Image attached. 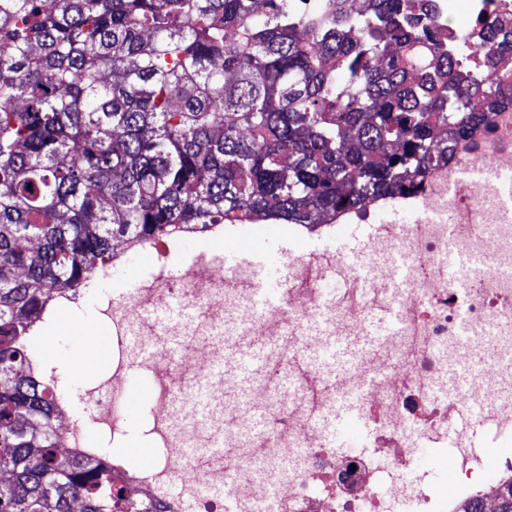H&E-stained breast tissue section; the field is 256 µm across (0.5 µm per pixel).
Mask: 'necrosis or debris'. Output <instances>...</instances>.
<instances>
[{
	"mask_svg": "<svg viewBox=\"0 0 512 512\" xmlns=\"http://www.w3.org/2000/svg\"><path fill=\"white\" fill-rule=\"evenodd\" d=\"M462 1L471 20L510 23L512 0H436L449 47L470 60L477 30L453 22ZM403 201L412 222L382 225L358 266L337 252L288 255L282 305L254 310L244 266H188L100 303L112 370L87 398L103 430L122 433L126 381L140 367L126 337L138 334L157 349L148 368L153 457L143 466L112 457V486L126 496L127 512H224L228 497L235 512H394L399 504L457 512L470 499L492 504L496 483L512 478V109L459 138L447 163L425 170ZM336 272L342 284L327 291ZM175 298L195 310L167 330L198 342L185 357L160 344L146 317ZM392 308L399 325L344 369L332 374L315 364L325 346L357 342L373 315ZM257 345L265 366L246 384L238 355ZM182 369L207 383V414L190 409L175 387ZM347 398L371 424V452L335 448L325 434V420ZM465 417L498 447L493 463L469 436H449ZM422 442L452 445L447 499L414 470ZM217 445L223 458L207 459Z\"/></svg>",
	"mask_w": 512,
	"mask_h": 512,
	"instance_id": "necrosis-or-debris-1",
	"label": "necrosis or debris"
}]
</instances>
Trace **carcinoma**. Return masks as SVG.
I'll return each instance as SVG.
<instances>
[{
	"instance_id": "1",
	"label": "carcinoma",
	"mask_w": 512,
	"mask_h": 512,
	"mask_svg": "<svg viewBox=\"0 0 512 512\" xmlns=\"http://www.w3.org/2000/svg\"><path fill=\"white\" fill-rule=\"evenodd\" d=\"M0 0V512H118L59 453L29 357L50 294L177 225L317 224L407 195L512 107V24L448 51L434 0ZM495 512H512V482Z\"/></svg>"
}]
</instances>
